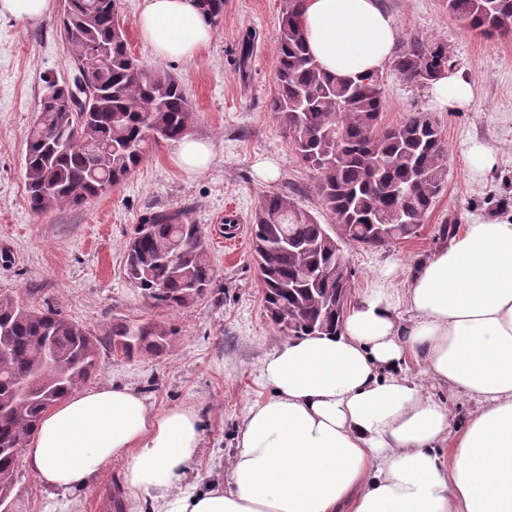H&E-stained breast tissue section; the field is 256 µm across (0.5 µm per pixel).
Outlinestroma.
Returning <instances> with one entry per match:
<instances>
[{"instance_id":"stroma-1","label":"stroma","mask_w":512,"mask_h":512,"mask_svg":"<svg viewBox=\"0 0 512 512\" xmlns=\"http://www.w3.org/2000/svg\"><path fill=\"white\" fill-rule=\"evenodd\" d=\"M131 53L144 66L171 74L194 110L190 135L215 148L211 167L189 176L170 156L176 144H150L144 162L124 181L78 208L33 213L27 201L26 137L50 81L70 78L73 58L60 35L64 0H52L41 19L0 18V294L39 308L48 304L94 334L113 322L159 323L175 331L170 348L131 358L101 350L95 386H127L156 409L186 404L204 429L200 477L224 479L247 408L268 394L259 380L265 358L283 341L266 318L263 285L252 257V214L261 198L281 192L320 223H331L317 191L318 175L298 161L290 140L269 109L276 92V31L282 0H225L224 18L208 47L190 61H160L142 42L136 18L143 0H120ZM400 37L417 33L443 42L458 70L475 87L461 110L439 106L428 87L382 73V123L399 124L409 112L428 110L438 120L448 150L447 179L418 236L386 247L343 242L352 269L350 302L372 288L381 268L396 265L391 286L402 291L417 264L443 247L448 219L466 224L499 216L497 202L512 201V37L486 39L451 15L444 0H381ZM255 39L242 56L245 34ZM491 148L495 165L477 173L469 149ZM276 161L275 178L258 166ZM180 208L202 226L214 270L207 292L177 310L148 304L126 280L124 245L133 224L148 210ZM404 374L424 393L445 403L464 425L475 403L430 379L423 364L408 362ZM122 466L106 468L93 484L64 495L43 486L19 466L17 512H127Z\"/></svg>"}]
</instances>
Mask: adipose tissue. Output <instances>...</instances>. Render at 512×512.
I'll use <instances>...</instances> for the list:
<instances>
[{
    "label": "adipose tissue",
    "instance_id": "obj_1",
    "mask_svg": "<svg viewBox=\"0 0 512 512\" xmlns=\"http://www.w3.org/2000/svg\"><path fill=\"white\" fill-rule=\"evenodd\" d=\"M142 41L161 61L195 58L213 37L195 0H144ZM301 25L323 70L382 73L399 41L380 0H304ZM431 92L467 107L474 85L445 71ZM210 142L183 136L172 157L209 168ZM427 375L477 405L465 426L396 370ZM270 397L244 415L228 482L191 481L198 411L153 409L128 387L74 391L45 413L25 456L64 494L122 464L128 512H512V214L463 225L416 267L403 293L378 285L336 332L284 340L263 361Z\"/></svg>",
    "mask_w": 512,
    "mask_h": 512
}]
</instances>
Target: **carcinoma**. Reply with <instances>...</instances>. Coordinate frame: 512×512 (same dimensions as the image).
Returning <instances> with one entry per match:
<instances>
[{
	"label": "carcinoma",
	"mask_w": 512,
	"mask_h": 512,
	"mask_svg": "<svg viewBox=\"0 0 512 512\" xmlns=\"http://www.w3.org/2000/svg\"><path fill=\"white\" fill-rule=\"evenodd\" d=\"M303 2L282 0L270 111L296 157L317 171L335 227L278 192L255 208L252 247L265 311L286 336L337 329L352 279L340 241L378 248L417 236L447 175L432 113L412 112L388 129L381 123V77L340 82L322 70L301 26ZM197 5L215 25L224 17V0ZM446 7L483 37L512 36V0H446ZM119 13L120 0H65L60 33L76 75L49 82L28 131L25 186L35 213L103 194L140 166L149 143L188 134L194 111L185 89L131 54ZM454 67L443 43L419 34L400 42L393 60L403 82L421 86ZM398 213L407 222H395ZM172 254L177 260H169ZM125 275L156 308L192 304L213 278L201 226L182 209L147 212L128 235ZM173 335L157 323L119 321L98 337L49 305L29 308L0 295V408L10 413L0 421V498L13 494L21 452L40 418L90 381L101 348L125 357L160 352Z\"/></svg>",
	"instance_id": "obj_1"
}]
</instances>
